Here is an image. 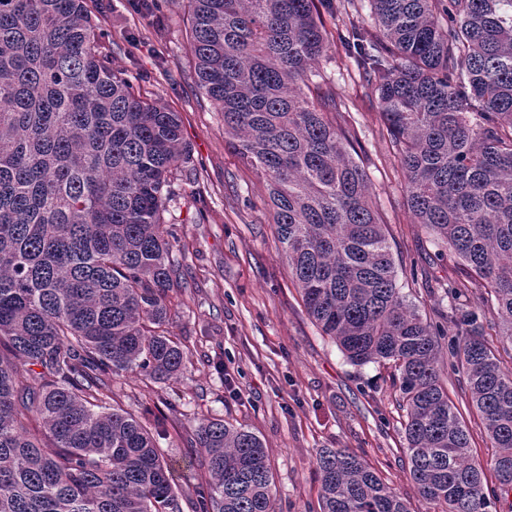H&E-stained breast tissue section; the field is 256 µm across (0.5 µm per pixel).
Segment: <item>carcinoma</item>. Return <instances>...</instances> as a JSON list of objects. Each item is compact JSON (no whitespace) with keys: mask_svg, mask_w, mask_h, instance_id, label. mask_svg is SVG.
I'll list each match as a JSON object with an SVG mask.
<instances>
[{"mask_svg":"<svg viewBox=\"0 0 512 512\" xmlns=\"http://www.w3.org/2000/svg\"><path fill=\"white\" fill-rule=\"evenodd\" d=\"M188 0L198 86L265 182L310 318L354 365L390 364L409 477L435 512L512 491V0H369L346 45L377 94L417 223L461 261L409 304L349 131L317 66L318 4ZM86 0H0V512H181L155 434L112 404L109 374L178 376L177 237L163 222L188 163L176 112L135 94L98 49ZM495 448L472 458L442 344ZM29 366L20 375L17 361ZM196 438V512H275L263 442L223 419ZM320 512H411L349 448L315 460ZM495 479L490 488L486 473Z\"/></svg>","mask_w":512,"mask_h":512,"instance_id":"cac0c4a2","label":"carcinoma"}]
</instances>
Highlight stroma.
<instances>
[{"instance_id": "obj_1", "label": "stroma", "mask_w": 512, "mask_h": 512, "mask_svg": "<svg viewBox=\"0 0 512 512\" xmlns=\"http://www.w3.org/2000/svg\"><path fill=\"white\" fill-rule=\"evenodd\" d=\"M155 2L147 16L130 0H88L100 51L142 97L179 114L192 156L174 174L164 215L181 244L174 255L181 290L171 331L186 347L184 366L176 379L150 385L130 373L111 377L115 404L165 429L160 445L183 512H193L194 491L208 476L195 426L211 418L263 441L276 512H319L314 458L323 448L354 449L412 512H427L409 479L392 367L352 365L307 315L264 203L263 182L226 143L221 113L198 88L187 0ZM355 4L354 17L321 14L331 44L319 64L323 90L338 104L337 123L357 140L355 159L386 226L403 292L430 317L426 286L459 279L461 265L417 224L407 205L405 177L380 105L342 42L351 19L369 18L368 0ZM448 398L470 433L474 459L486 461L492 450L480 416L453 375Z\"/></svg>"}]
</instances>
